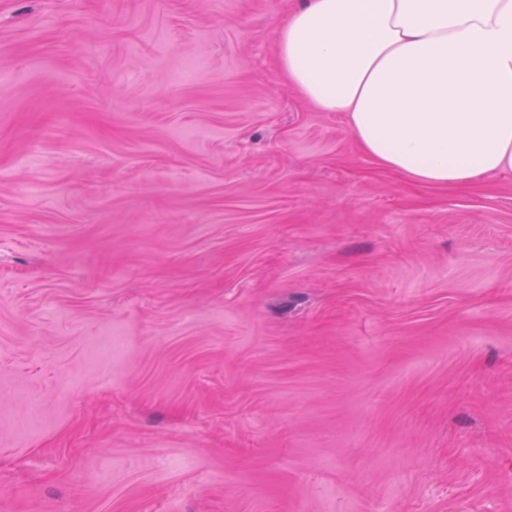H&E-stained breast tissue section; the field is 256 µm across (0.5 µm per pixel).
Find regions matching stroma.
<instances>
[{
  "instance_id": "obj_1",
  "label": "stroma",
  "mask_w": 512,
  "mask_h": 512,
  "mask_svg": "<svg viewBox=\"0 0 512 512\" xmlns=\"http://www.w3.org/2000/svg\"><path fill=\"white\" fill-rule=\"evenodd\" d=\"M296 4L0 0V512H512V173L366 155Z\"/></svg>"
}]
</instances>
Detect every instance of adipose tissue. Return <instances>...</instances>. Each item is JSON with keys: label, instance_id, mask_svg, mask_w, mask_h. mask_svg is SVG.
I'll return each instance as SVG.
<instances>
[{"label": "adipose tissue", "instance_id": "ef3b65f1", "mask_svg": "<svg viewBox=\"0 0 512 512\" xmlns=\"http://www.w3.org/2000/svg\"><path fill=\"white\" fill-rule=\"evenodd\" d=\"M276 41L288 81L383 167L512 172V0H302Z\"/></svg>", "mask_w": 512, "mask_h": 512}]
</instances>
